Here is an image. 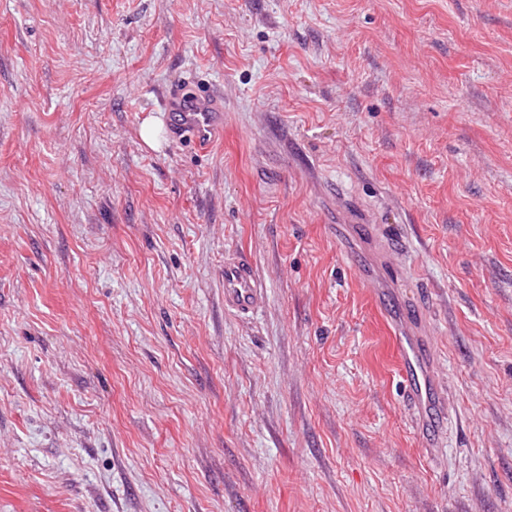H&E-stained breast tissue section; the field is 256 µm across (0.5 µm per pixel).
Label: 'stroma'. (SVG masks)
<instances>
[{"mask_svg":"<svg viewBox=\"0 0 512 512\" xmlns=\"http://www.w3.org/2000/svg\"><path fill=\"white\" fill-rule=\"evenodd\" d=\"M0 512H512V0H0ZM165 112L170 113V131L174 138L186 136L206 147L224 134L221 97L212 87L198 89L191 95L173 88L167 96ZM263 302V290L252 264L238 256L224 260V307L238 315H249ZM420 324L405 320L397 329L398 350L401 361V375L408 387V401L416 420L424 424L425 418L432 415L431 409L444 410L447 406L444 391L436 390L430 369L433 366L434 352L430 341L424 336H416L413 330Z\"/></svg>","mask_w":512,"mask_h":512,"instance_id":"stroma-1","label":"stroma"}]
</instances>
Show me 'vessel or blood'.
<instances>
[{"label": "vessel or blood", "instance_id": "vessel-or-blood-1", "mask_svg": "<svg viewBox=\"0 0 512 512\" xmlns=\"http://www.w3.org/2000/svg\"><path fill=\"white\" fill-rule=\"evenodd\" d=\"M166 112L170 114L173 137H189L196 144L209 146L224 133V113L220 96L204 87L187 95L172 89L167 97ZM263 301V290L255 277L252 264L242 257L224 261V306L239 314L249 315ZM416 322L405 320L397 329L401 375L408 387V401L417 418L425 420L432 410L447 406L444 392L435 391L430 369L434 352L430 341L416 335Z\"/></svg>", "mask_w": 512, "mask_h": 512}]
</instances>
